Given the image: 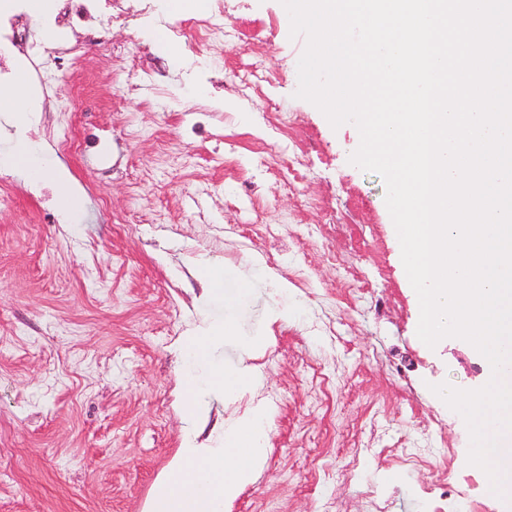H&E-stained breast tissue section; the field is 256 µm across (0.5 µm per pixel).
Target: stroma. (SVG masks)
<instances>
[{"mask_svg": "<svg viewBox=\"0 0 512 512\" xmlns=\"http://www.w3.org/2000/svg\"><path fill=\"white\" fill-rule=\"evenodd\" d=\"M115 2L126 24L58 94L30 82L39 111L0 112V158L24 141L47 171L38 192L0 182V512H145L185 429L180 346L222 317L196 258L233 274L255 259L239 327L269 339L250 359L213 348L258 383L206 397L202 437L278 397L262 470L232 512H370L372 497L432 512L433 466L451 447L464 471L470 440L430 387L477 389L485 369L467 343L418 338L383 178L350 164L353 130L295 96L305 37L281 0H224L218 46L195 43L196 14L168 15L165 0ZM152 28L179 52L159 51ZM61 167L82 195L65 215ZM352 272L362 290L345 288ZM398 446L414 461L389 456Z\"/></svg>", "mask_w": 512, "mask_h": 512, "instance_id": "1", "label": "stroma"}]
</instances>
